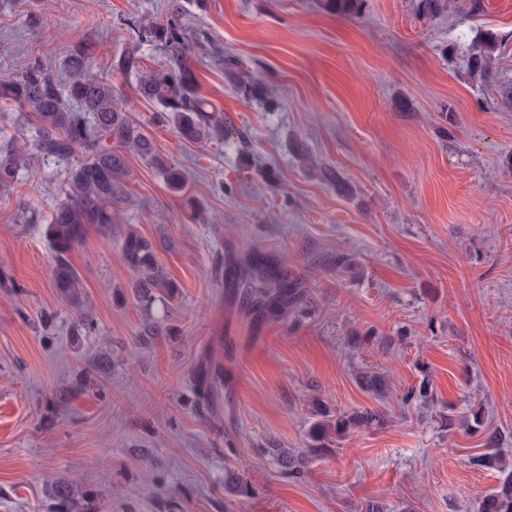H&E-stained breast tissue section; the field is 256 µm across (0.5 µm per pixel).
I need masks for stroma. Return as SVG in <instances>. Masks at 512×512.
Segmentation results:
<instances>
[{
    "instance_id": "stroma-1",
    "label": "stroma",
    "mask_w": 512,
    "mask_h": 512,
    "mask_svg": "<svg viewBox=\"0 0 512 512\" xmlns=\"http://www.w3.org/2000/svg\"><path fill=\"white\" fill-rule=\"evenodd\" d=\"M420 2L362 0L350 17L321 0H182V65L232 134L196 144L158 122L136 73L109 68L132 45L144 70L169 66L162 46L136 41L168 0H0V80L38 63L63 89L69 58L88 52L185 176L172 192L128 154L113 232L88 226L69 256L96 322L77 343L45 231L83 155L33 158L0 188V512H47L61 479L96 492L98 512H477L500 475L473 457L494 432L512 453V0H438L436 16ZM228 56L272 101L237 87ZM35 135L31 109L0 99V145ZM297 142L352 195L305 169ZM130 224L173 242L159 258L179 291L149 313L128 295ZM257 254L295 282L291 306L260 314L240 297L236 277ZM149 314L178 335L140 340ZM105 350L107 378L55 406ZM204 364L224 376L214 414L195 405ZM366 372L382 391L361 388ZM425 377L433 402L403 404ZM318 403L385 422L316 454ZM275 448L305 456V473L284 474ZM228 465L249 497L225 496Z\"/></svg>"
}]
</instances>
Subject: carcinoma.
Listing matches in <instances>:
<instances>
[{
  "instance_id": "obj_1",
  "label": "carcinoma",
  "mask_w": 512,
  "mask_h": 512,
  "mask_svg": "<svg viewBox=\"0 0 512 512\" xmlns=\"http://www.w3.org/2000/svg\"><path fill=\"white\" fill-rule=\"evenodd\" d=\"M322 5L332 13L354 15L361 7V0H322ZM138 39L161 45L175 60L168 70L147 72L139 79L140 96L164 107L160 120L172 124L182 139L194 143H204L224 132L223 118L208 110L209 103L197 95L191 74L176 63L187 49L180 0H169L166 22L140 25ZM69 67L72 77L67 96L76 101V112L67 107L56 82L37 67L18 79L1 80L0 98L23 102L33 110L38 131L34 145L36 155L63 160L78 147L86 153V159L69 172L70 193L47 225L46 237L54 254L55 286L78 314L73 335L87 336L95 330L94 320L83 311L78 291L80 279L68 261V254L82 240L87 226L112 230V204L123 196L126 153L153 159L156 155L145 130L117 105L112 84L91 74L80 54L70 57ZM115 67L125 72L139 70L138 49L123 52ZM30 159V155L8 145L1 148L0 187H10L17 180L19 171L29 165ZM159 165L163 166L168 187L182 191V173L162 161ZM317 172L320 180L336 187L339 193H351V187L336 170L319 166ZM165 246L166 241L152 242L132 227L123 233L122 256L135 273L132 294L146 310L151 308L157 292L164 291L171 297L177 294L176 283L167 276L159 261L158 250ZM285 295L294 300L295 288L287 278L275 272L247 282L245 291L248 302L260 310L275 308ZM171 333L172 328L148 317L140 336L153 339ZM111 366V354L101 352L90 371H83L80 376H87L91 371L104 376ZM217 383L218 380L204 374L197 376V407L214 406ZM377 421L379 416L369 411L350 416L342 414L314 422L311 435L315 441L322 442L330 438L332 432L339 435L351 426L368 427ZM501 439L500 435H490L486 442L487 451L475 458L477 465L502 473L496 488L482 497L478 512H512V470L503 465L504 457L499 448ZM271 452L288 474L299 473L305 468V459L286 448H273ZM224 492L234 497H246L251 493V486L237 472L227 468L224 470ZM52 501L50 512H98L93 495L78 491L66 479L55 482Z\"/></svg>"
}]
</instances>
